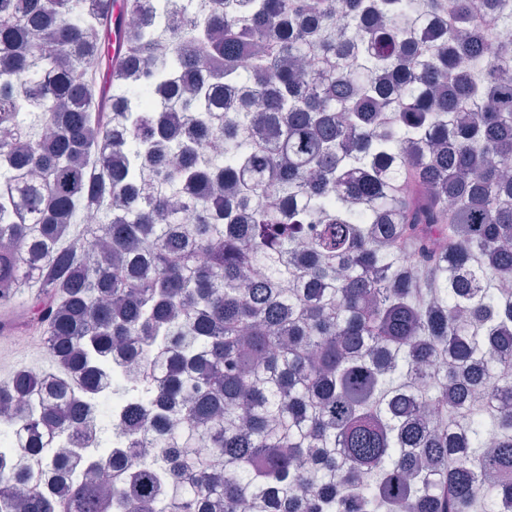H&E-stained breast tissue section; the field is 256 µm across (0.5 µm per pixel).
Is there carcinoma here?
<instances>
[{
	"instance_id": "carcinoma-1",
	"label": "carcinoma",
	"mask_w": 512,
	"mask_h": 512,
	"mask_svg": "<svg viewBox=\"0 0 512 512\" xmlns=\"http://www.w3.org/2000/svg\"><path fill=\"white\" fill-rule=\"evenodd\" d=\"M113 2L0 0V304L84 387L0 385V512L511 505L512 0ZM114 358L159 374L119 424Z\"/></svg>"
}]
</instances>
